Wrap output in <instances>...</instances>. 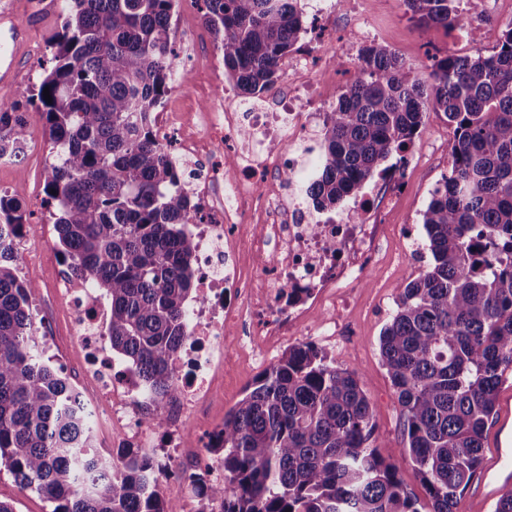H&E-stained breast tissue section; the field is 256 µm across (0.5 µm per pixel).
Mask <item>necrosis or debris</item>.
<instances>
[{
	"instance_id": "4bbe7bcc",
	"label": "necrosis or debris",
	"mask_w": 512,
	"mask_h": 512,
	"mask_svg": "<svg viewBox=\"0 0 512 512\" xmlns=\"http://www.w3.org/2000/svg\"><path fill=\"white\" fill-rule=\"evenodd\" d=\"M309 70L308 55L294 59L287 70L292 84L279 91L272 109L255 105L240 112L227 104L189 117L167 106L154 115L159 142L181 132L175 157L184 166L226 151L233 169L229 203L210 195L212 173H194L188 182L198 205L187 227L196 242L198 277L188 303V328L171 363L179 394L168 407V430H181L210 397L231 345L230 319L247 315L263 344L274 348L293 332L307 306L324 303L326 290L361 279L369 270L376 209L360 202L330 216L260 191L272 178L312 180L306 144L317 133L323 104L299 82ZM295 286L304 294L291 303L288 291ZM58 293L97 382L99 397L91 407L98 420L116 438L142 435L143 386L135 370L120 367L111 353L105 297L77 277L65 280Z\"/></svg>"
}]
</instances>
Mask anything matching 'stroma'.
Segmentation results:
<instances>
[{
	"mask_svg": "<svg viewBox=\"0 0 512 512\" xmlns=\"http://www.w3.org/2000/svg\"><path fill=\"white\" fill-rule=\"evenodd\" d=\"M200 0H180L172 19V37L181 60L190 68L177 71L168 94L178 102L183 94L199 101L200 88L209 78V64L219 49L202 20ZM60 0H0V11L15 14L29 29L30 51L26 54L18 90L38 87L41 65L51 56L50 35L59 30L63 19ZM459 27L433 28L421 32L405 13L403 0H342L337 12L323 16L320 39H305L311 51V66L319 82L318 97L334 106L349 78V68L336 65L333 48L352 49L375 41L388 46L404 61L412 75L423 77L429 55H465L475 50L491 52L507 23L512 22V0H459ZM480 33L479 42L465 36L466 29ZM452 133L443 114L427 113L424 128L406 152L405 183L402 192L382 213L376 228V258L365 279L336 291L335 305H322L289 336V345L311 342L324 349L337 367L356 371L375 408L374 445L389 462L400 463V478L407 491L419 501L427 495L414 467L402 461L403 421L396 396L379 355V337L396 308L400 286L415 278L429 260L428 254L407 250L408 238L424 240L421 214L428 205L442 174L451 166ZM48 164L47 152L27 160H0V191L24 188L23 205L30 215L32 231L18 241L22 258L19 275L33 283L37 291L32 305L43 329L57 335L55 348L46 349L53 365L80 391L90 392L89 367L66 334L64 314L56 288L68 268L58 252L52 226L43 204V184ZM282 354L281 348L248 355L229 349L224 365L231 375L218 388L213 399L191 414L177 436L168 431L154 432L146 452L165 454L175 449L180 463L205 457L207 434L224 421V413L235 405L255 379Z\"/></svg>",
	"mask_w": 512,
	"mask_h": 512,
	"instance_id": "stroma-1",
	"label": "stroma"
}]
</instances>
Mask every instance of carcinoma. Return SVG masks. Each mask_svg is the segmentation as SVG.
<instances>
[{"label": "carcinoma", "mask_w": 512, "mask_h": 512, "mask_svg": "<svg viewBox=\"0 0 512 512\" xmlns=\"http://www.w3.org/2000/svg\"><path fill=\"white\" fill-rule=\"evenodd\" d=\"M457 0H403L424 31L459 23ZM224 74L257 99L279 78L304 27L301 0H203ZM175 0H62L61 30L35 113L0 100V159L16 158L42 124L50 145L44 192L68 268L110 301L112 354L134 367L161 428L178 387L170 365L186 335L196 261L183 225L198 206L151 122L179 54ZM49 89L52 101L45 100ZM452 129V164L422 213L431 262L400 287L380 359L403 419L401 461L415 467L428 512H454L482 463L498 387L512 368V22L495 51L434 59L410 76L382 44L360 64L322 127L321 172L307 189L319 210L357 197L406 151L426 113ZM20 190L0 193V227L30 230ZM21 257L0 240V466L51 512H181L156 489L162 468L138 450L96 449L74 385L37 352ZM375 409L354 371L312 343L288 348L224 414L207 446L224 483L190 475L222 512H420L372 446Z\"/></svg>", "instance_id": "cac0c4a2"}]
</instances>
